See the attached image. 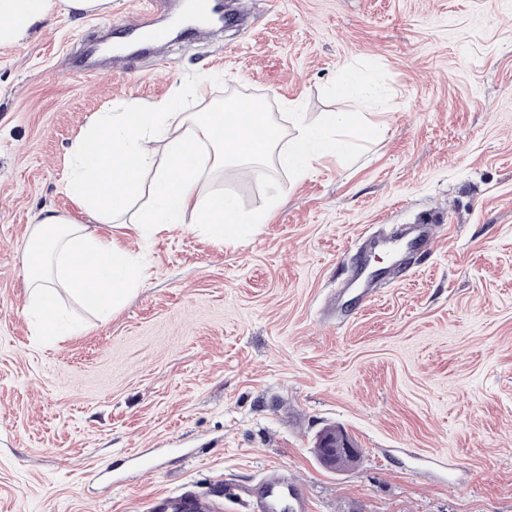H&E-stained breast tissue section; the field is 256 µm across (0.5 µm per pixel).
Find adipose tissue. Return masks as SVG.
<instances>
[{
  "label": "adipose tissue",
  "mask_w": 512,
  "mask_h": 512,
  "mask_svg": "<svg viewBox=\"0 0 512 512\" xmlns=\"http://www.w3.org/2000/svg\"><path fill=\"white\" fill-rule=\"evenodd\" d=\"M112 0H0V47L37 30L66 6L80 14L104 12ZM245 102L233 97L201 112L181 111L176 101L142 105L130 112H101L72 148L73 168L66 190L91 221L77 224L51 213L33 225L26 274L27 310L43 336L68 331L63 320L47 313L58 290L108 315L120 309L141 286L144 266L115 241L99 236L95 224H128L139 236L175 224L196 225L216 243H231L266 223L264 209L241 213L233 198L214 188L216 172L227 166L263 180L270 160L306 177L315 162L351 147V115L330 114L325 125L297 122L293 138L260 110L250 112L251 128L238 124ZM164 142L156 152V142ZM137 211H130L133 201Z\"/></svg>",
  "instance_id": "1"
}]
</instances>
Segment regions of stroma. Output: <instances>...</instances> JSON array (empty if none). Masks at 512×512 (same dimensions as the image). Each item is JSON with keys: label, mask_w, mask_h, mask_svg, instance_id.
Wrapping results in <instances>:
<instances>
[{"label": "stroma", "mask_w": 512, "mask_h": 512, "mask_svg": "<svg viewBox=\"0 0 512 512\" xmlns=\"http://www.w3.org/2000/svg\"><path fill=\"white\" fill-rule=\"evenodd\" d=\"M137 9L61 7L0 47V512H149L186 490L250 512L269 473L307 512H512V0H224L239 21L173 33L166 67L69 79ZM345 65L379 94L381 134L353 127L354 152L302 179L225 168L214 186L242 212L280 199L235 243L99 225L142 257L143 284L108 321L72 304L75 334L35 336L30 227L89 223L65 180L95 113L178 90L199 112L231 91L290 137L284 101L309 124L353 111ZM423 222L433 252L358 303V238ZM330 427L353 466L315 457Z\"/></svg>", "instance_id": "35a3bbf8"}]
</instances>
